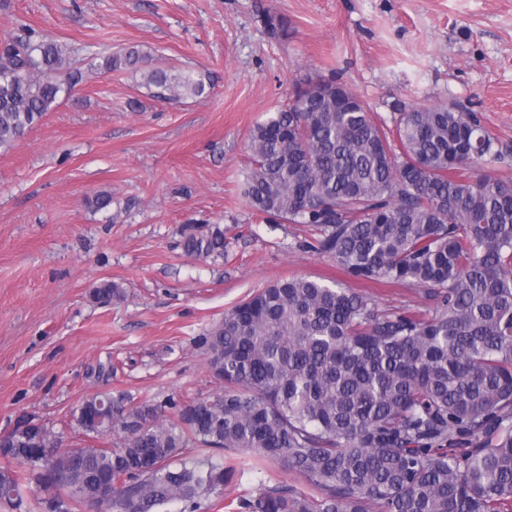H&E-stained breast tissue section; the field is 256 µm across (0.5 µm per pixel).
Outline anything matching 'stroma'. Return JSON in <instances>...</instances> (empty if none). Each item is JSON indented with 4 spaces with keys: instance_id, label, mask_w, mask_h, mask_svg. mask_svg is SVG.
<instances>
[{
    "instance_id": "35a3bbf8",
    "label": "stroma",
    "mask_w": 512,
    "mask_h": 512,
    "mask_svg": "<svg viewBox=\"0 0 512 512\" xmlns=\"http://www.w3.org/2000/svg\"><path fill=\"white\" fill-rule=\"evenodd\" d=\"M269 14L282 21L275 38ZM29 28L61 44L83 80L0 149V432L33 416L61 448L83 447L71 414L93 393H215L203 336L294 275L383 312L431 314L420 288L353 278L305 247L312 226L249 205V133L307 79L335 77L384 120L398 102L474 114L502 151L484 173L512 179V0H0V41ZM131 46L148 63L104 68ZM152 68L192 73L205 91L153 97ZM98 193L111 206L89 208ZM205 224L223 229V259L184 252V228ZM106 281L123 298L94 301ZM233 463L223 496L198 512H238L281 485L314 492L279 464Z\"/></svg>"
}]
</instances>
